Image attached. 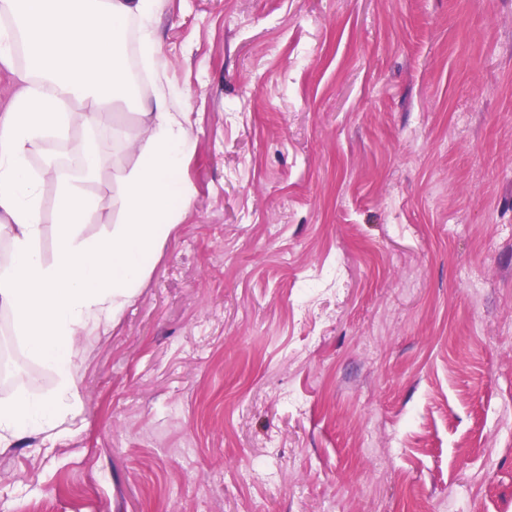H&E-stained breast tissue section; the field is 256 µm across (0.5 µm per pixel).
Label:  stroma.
Listing matches in <instances>:
<instances>
[{
	"mask_svg": "<svg viewBox=\"0 0 512 512\" xmlns=\"http://www.w3.org/2000/svg\"><path fill=\"white\" fill-rule=\"evenodd\" d=\"M191 208L0 512H512V0H163ZM115 162L84 192L112 232ZM0 400L52 396L57 378Z\"/></svg>",
	"mask_w": 512,
	"mask_h": 512,
	"instance_id": "35a3bbf8",
	"label": "stroma"
}]
</instances>
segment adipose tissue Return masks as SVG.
<instances>
[{"instance_id":"1","label":"adipose tissue","mask_w":512,"mask_h":512,"mask_svg":"<svg viewBox=\"0 0 512 512\" xmlns=\"http://www.w3.org/2000/svg\"><path fill=\"white\" fill-rule=\"evenodd\" d=\"M160 8L161 0H0V16L10 21L0 33V64L11 65L15 36L28 48L20 87L0 116V227L9 234L8 256L0 261V307L10 311L17 336L58 381L53 397L0 402L1 447L66 423L76 397L77 338L119 320L160 245L191 206L181 174L189 131L163 87L141 105L126 139L138 162L119 179L121 221L111 234L81 235L96 202L80 185L107 162L103 143L86 141L79 175L63 174L53 163L37 172L30 165L32 147L66 138L74 120L108 121L109 99L130 89L118 58L129 26L137 28L142 58L163 69L156 35ZM48 181L59 186L50 259L41 249L42 187Z\"/></svg>"}]
</instances>
